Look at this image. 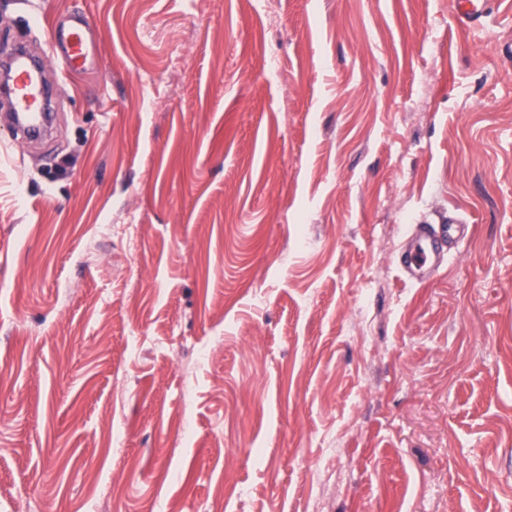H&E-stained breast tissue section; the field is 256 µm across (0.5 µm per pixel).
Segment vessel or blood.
<instances>
[{"mask_svg":"<svg viewBox=\"0 0 512 512\" xmlns=\"http://www.w3.org/2000/svg\"><path fill=\"white\" fill-rule=\"evenodd\" d=\"M489 0H457V18L465 25L477 24L483 18ZM51 37L67 68L75 70L85 66L89 57L93 36L82 15H74L67 28H52ZM12 121L25 137L41 135L50 122L44 108L46 92L38 80L36 58L26 46H18L10 52ZM450 224H420L411 233L397 262L406 277L414 282L425 281L445 261L444 246L456 233Z\"/></svg>","mask_w":512,"mask_h":512,"instance_id":"b4317fda","label":"vessel or blood"}]
</instances>
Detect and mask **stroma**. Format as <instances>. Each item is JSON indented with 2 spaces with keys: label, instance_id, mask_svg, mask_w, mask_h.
Returning a JSON list of instances; mask_svg holds the SVG:
<instances>
[{
  "label": "stroma",
  "instance_id": "stroma-1",
  "mask_svg": "<svg viewBox=\"0 0 512 512\" xmlns=\"http://www.w3.org/2000/svg\"><path fill=\"white\" fill-rule=\"evenodd\" d=\"M24 34L56 121L0 123V512H512V0H0ZM457 18L465 25H476L484 17L488 0H458ZM51 37L69 70L85 66L92 48L93 36L82 15L72 16L66 29L51 27ZM464 231V226L453 224H417L397 256L403 273L413 282L425 281L444 263L448 238Z\"/></svg>",
  "mask_w": 512,
  "mask_h": 512
}]
</instances>
